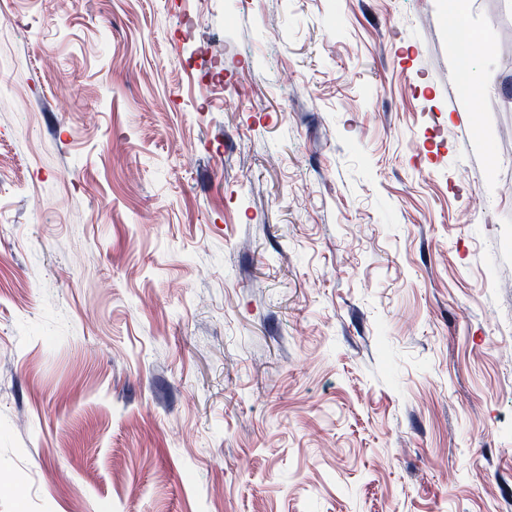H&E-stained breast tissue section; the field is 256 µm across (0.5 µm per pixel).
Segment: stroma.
<instances>
[{"label": "stroma", "mask_w": 512, "mask_h": 512, "mask_svg": "<svg viewBox=\"0 0 512 512\" xmlns=\"http://www.w3.org/2000/svg\"><path fill=\"white\" fill-rule=\"evenodd\" d=\"M463 9L0 0V512H512V0Z\"/></svg>", "instance_id": "stroma-1"}]
</instances>
